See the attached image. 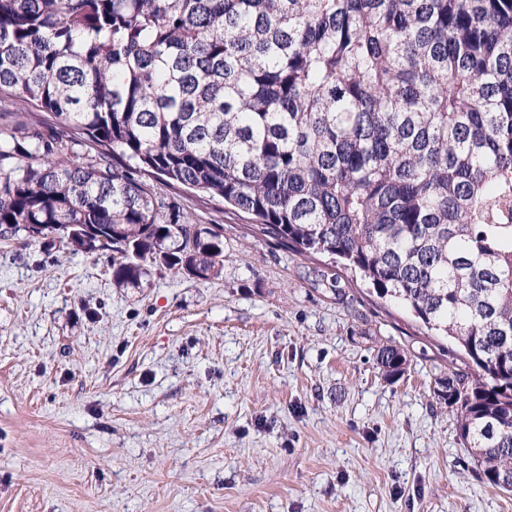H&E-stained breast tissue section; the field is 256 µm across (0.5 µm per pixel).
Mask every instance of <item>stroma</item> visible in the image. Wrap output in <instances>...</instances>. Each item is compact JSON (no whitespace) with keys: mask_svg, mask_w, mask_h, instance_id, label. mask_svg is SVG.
<instances>
[{"mask_svg":"<svg viewBox=\"0 0 512 512\" xmlns=\"http://www.w3.org/2000/svg\"><path fill=\"white\" fill-rule=\"evenodd\" d=\"M153 186L223 234L220 277L152 263L121 287L111 252L0 238V512H512L435 395L465 369L446 337L220 198ZM377 361L386 378L402 374L407 364L405 354L393 345L383 346L378 351Z\"/></svg>","mask_w":512,"mask_h":512,"instance_id":"obj_1","label":"stroma"}]
</instances>
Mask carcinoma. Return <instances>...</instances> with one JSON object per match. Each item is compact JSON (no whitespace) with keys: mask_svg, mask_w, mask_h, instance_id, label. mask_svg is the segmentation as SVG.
Segmentation results:
<instances>
[{"mask_svg":"<svg viewBox=\"0 0 512 512\" xmlns=\"http://www.w3.org/2000/svg\"><path fill=\"white\" fill-rule=\"evenodd\" d=\"M0 98L97 147L0 123L1 235L209 280L224 236L132 173L222 198L459 347L435 394L512 492V0H0Z\"/></svg>","mask_w":512,"mask_h":512,"instance_id":"obj_1","label":"carcinoma"}]
</instances>
